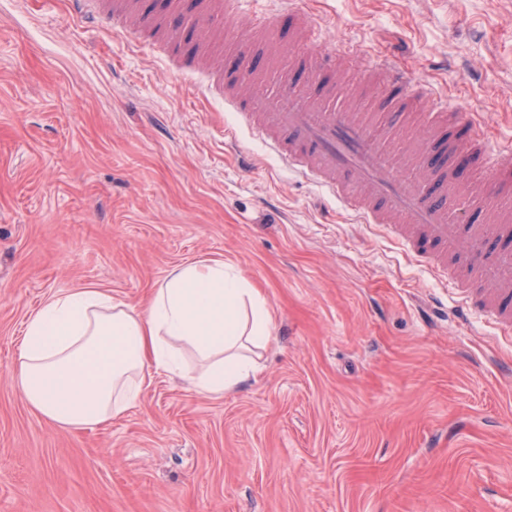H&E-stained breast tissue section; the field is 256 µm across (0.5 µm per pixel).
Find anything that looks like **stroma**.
<instances>
[{
    "instance_id": "obj_1",
    "label": "stroma",
    "mask_w": 512,
    "mask_h": 512,
    "mask_svg": "<svg viewBox=\"0 0 512 512\" xmlns=\"http://www.w3.org/2000/svg\"><path fill=\"white\" fill-rule=\"evenodd\" d=\"M318 38L290 46L289 7ZM290 47L392 52L512 144V0H244ZM371 112L404 96L349 72ZM150 39L0 0V512H512V336L355 223ZM251 169H244L243 159ZM223 260L275 318L262 370L221 396L155 376L104 428L64 429L21 398L23 322L94 286L142 308L181 263Z\"/></svg>"
}]
</instances>
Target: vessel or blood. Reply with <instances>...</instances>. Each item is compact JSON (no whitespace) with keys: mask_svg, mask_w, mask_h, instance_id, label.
<instances>
[{"mask_svg":"<svg viewBox=\"0 0 512 512\" xmlns=\"http://www.w3.org/2000/svg\"><path fill=\"white\" fill-rule=\"evenodd\" d=\"M240 0H167L164 13L147 10L143 0H69L73 15L112 27L119 33L151 31L154 37L187 44L180 67L207 69L209 89L224 97L243 118L253 137L263 142L281 165L315 182L343 204L359 224L389 225L406 254L425 262L443 284L465 287L469 307L487 317L501 334L512 333V255H499L500 228L495 224L455 223L451 214L466 188L460 172L481 166L485 208L512 193V152L493 151L483 131L471 127L466 143L448 148L443 138L427 143L416 162L424 176L405 177L384 139L375 137L365 109L347 101H328L332 78L328 56L306 55L304 92L262 91L250 81L257 63L248 42L210 60L216 20L235 12ZM344 57L365 77L402 88L405 72L385 56L366 60L355 50ZM473 247L475 276L461 282L450 270L462 241Z\"/></svg>","mask_w":512,"mask_h":512,"instance_id":"1","label":"vessel or blood"}]
</instances>
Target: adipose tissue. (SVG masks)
Instances as JSON below:
<instances>
[{"instance_id":"obj_1","label":"adipose tissue","mask_w":512,"mask_h":512,"mask_svg":"<svg viewBox=\"0 0 512 512\" xmlns=\"http://www.w3.org/2000/svg\"><path fill=\"white\" fill-rule=\"evenodd\" d=\"M272 327L265 297L231 264L184 263L152 289L141 312L98 288L52 296L27 321L14 374L22 398L47 421L103 426L159 371L206 394L233 389L258 371L253 351ZM188 351L195 364H187Z\"/></svg>"}]
</instances>
